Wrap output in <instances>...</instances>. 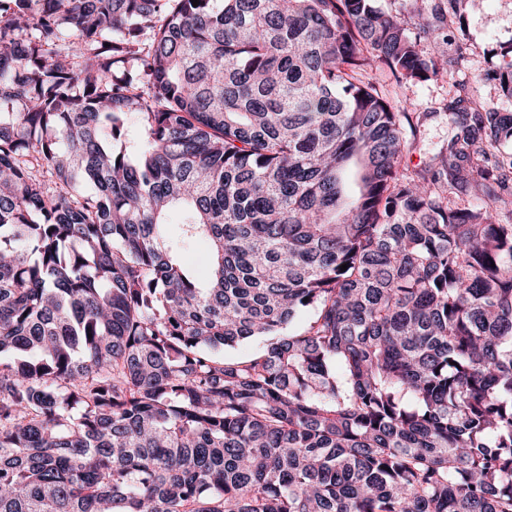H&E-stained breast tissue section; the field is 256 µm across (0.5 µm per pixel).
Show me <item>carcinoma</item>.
Instances as JSON below:
<instances>
[{
  "label": "carcinoma",
  "instance_id": "carcinoma-1",
  "mask_svg": "<svg viewBox=\"0 0 512 512\" xmlns=\"http://www.w3.org/2000/svg\"><path fill=\"white\" fill-rule=\"evenodd\" d=\"M374 2L0 0V512H512V66ZM368 78L387 91L389 99L405 112H429L443 99L453 94V87L446 80H430L402 86L391 83L384 75L368 70Z\"/></svg>",
  "mask_w": 512,
  "mask_h": 512
}]
</instances>
